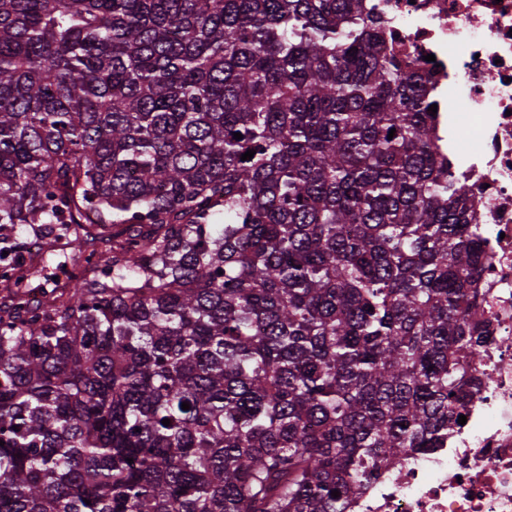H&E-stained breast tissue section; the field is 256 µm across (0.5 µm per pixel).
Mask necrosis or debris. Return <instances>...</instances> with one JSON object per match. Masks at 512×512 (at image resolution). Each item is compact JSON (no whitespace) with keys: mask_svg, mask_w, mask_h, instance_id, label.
<instances>
[{"mask_svg":"<svg viewBox=\"0 0 512 512\" xmlns=\"http://www.w3.org/2000/svg\"><path fill=\"white\" fill-rule=\"evenodd\" d=\"M386 52L418 71L438 121L477 136L452 168L486 241L481 387L443 447L383 465L348 512H512V0H363Z\"/></svg>","mask_w":512,"mask_h":512,"instance_id":"1","label":"necrosis or debris"}]
</instances>
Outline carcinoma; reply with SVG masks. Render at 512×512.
<instances>
[{"instance_id":"cac0c4a2","label":"carcinoma","mask_w":512,"mask_h":512,"mask_svg":"<svg viewBox=\"0 0 512 512\" xmlns=\"http://www.w3.org/2000/svg\"><path fill=\"white\" fill-rule=\"evenodd\" d=\"M382 42L360 0H0V512H347L443 447L484 239Z\"/></svg>"}]
</instances>
